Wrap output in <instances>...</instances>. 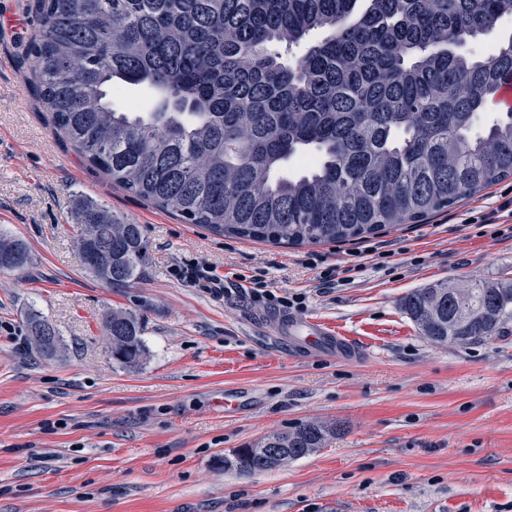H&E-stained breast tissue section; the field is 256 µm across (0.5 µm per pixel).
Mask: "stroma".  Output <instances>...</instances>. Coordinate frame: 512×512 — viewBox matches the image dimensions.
Masks as SVG:
<instances>
[{
  "label": "stroma",
  "instance_id": "35a3bbf8",
  "mask_svg": "<svg viewBox=\"0 0 512 512\" xmlns=\"http://www.w3.org/2000/svg\"><path fill=\"white\" fill-rule=\"evenodd\" d=\"M0 37V231L27 245L25 272H0V512H512V322L500 336L435 345L403 310L435 282L512 280V237H491L512 179L423 224L348 243L283 246L225 237L153 208L67 147L24 80L36 29ZM141 225L145 277L109 288L73 250L79 198ZM393 250L374 265L367 247ZM352 262L350 284L319 287L310 258ZM223 276L211 292L177 276ZM246 278L237 289V275ZM303 295V316L355 346L309 354L277 335L245 288ZM142 317L147 354L113 363L106 312ZM37 313L64 349L29 341ZM313 422L322 448L266 472L225 470L224 456ZM28 325L31 332V336H29L31 344L34 345L36 352L43 358H52L63 348V339L59 331L41 315L37 313L29 314ZM47 333L53 336L55 343L45 351L41 347L40 336H45Z\"/></svg>",
  "mask_w": 512,
  "mask_h": 512
}]
</instances>
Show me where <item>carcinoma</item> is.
Returning <instances> with one entry per match:
<instances>
[{
  "label": "carcinoma",
  "mask_w": 512,
  "mask_h": 512,
  "mask_svg": "<svg viewBox=\"0 0 512 512\" xmlns=\"http://www.w3.org/2000/svg\"><path fill=\"white\" fill-rule=\"evenodd\" d=\"M34 93L55 134L113 184L186 224L284 245L341 243L418 224L512 177V112L472 134L512 39L488 58L461 51L512 16V0H34ZM324 37L288 64L287 50ZM146 85L151 112L112 108L109 90ZM305 174H280L288 160ZM81 268L111 288L143 279L141 225L87 199L76 206ZM0 234V271L30 265ZM404 311L434 344L499 335L512 321V281L438 283ZM44 358L59 331L28 316ZM112 361L138 367L143 322L105 315ZM54 344L44 350L41 336ZM303 424L224 457L240 474L275 469L322 447Z\"/></svg>",
  "instance_id": "cac0c4a2"
}]
</instances>
